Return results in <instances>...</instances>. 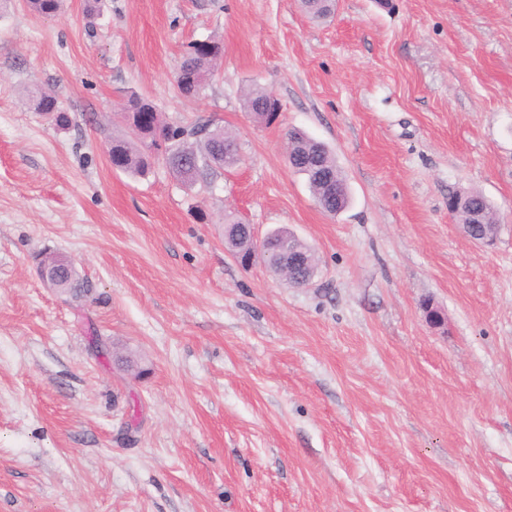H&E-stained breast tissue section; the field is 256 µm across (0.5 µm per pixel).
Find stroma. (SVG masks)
Here are the masks:
<instances>
[{"mask_svg":"<svg viewBox=\"0 0 512 512\" xmlns=\"http://www.w3.org/2000/svg\"><path fill=\"white\" fill-rule=\"evenodd\" d=\"M98 6L0 10V512H512V0ZM212 39L182 97L179 58ZM133 93L224 126L240 164L201 190L113 169ZM292 128L334 154L343 213L289 168ZM472 190L493 246L448 215ZM229 211L308 244L312 283L242 267ZM45 252L83 296L45 286ZM221 54V45L217 41H199L191 43L182 56L176 81L178 91L184 96L199 95ZM182 73L183 80H179ZM244 108L254 114L255 120L270 124L280 111L278 99L262 87L252 88L244 98ZM30 101L37 112L48 115L53 123L55 121L56 124H54L57 127L64 129L69 126V115L55 95L41 90H36L30 92ZM54 113L58 114L53 115Z\"/></svg>","mask_w":512,"mask_h":512,"instance_id":"35a3bbf8","label":"stroma"}]
</instances>
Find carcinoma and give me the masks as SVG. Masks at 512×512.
<instances>
[{"mask_svg":"<svg viewBox=\"0 0 512 512\" xmlns=\"http://www.w3.org/2000/svg\"><path fill=\"white\" fill-rule=\"evenodd\" d=\"M63 0H28L30 10L44 18L56 15ZM314 20H324L333 14V0H301ZM221 54L217 41H199L188 46L182 56L178 72L183 80L176 81L184 96H196L212 75ZM33 108L50 116L59 128L69 126L70 118L58 98L41 90L30 92ZM244 108L253 113L255 120L270 124L280 111V104L272 93L262 87L251 89L244 98ZM131 135L112 138V166L132 175L143 176L152 165L163 160L175 178L188 188L207 187L220 171L235 166L237 145L234 136L224 127L210 122L191 126L170 125L162 121L152 101L139 95L131 96L121 114ZM288 148L298 157L294 171L307 177L314 199L323 212L331 215L345 210L350 203L346 180L336 165L330 150L299 130L288 133ZM462 199L456 217L461 224H473L476 232L481 225L497 223L493 205L479 192L460 197L451 195L448 203ZM224 237L228 242L242 245L250 239L249 226L237 214L224 215ZM64 288L83 292V284L72 265L61 263L53 268Z\"/></svg>","mask_w":512,"mask_h":512,"instance_id":"1","label":"carcinoma"}]
</instances>
